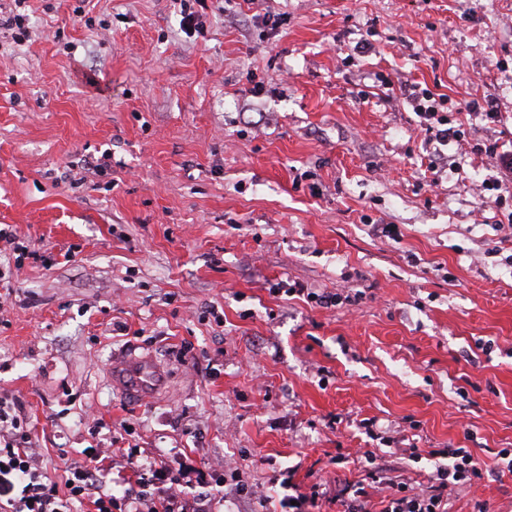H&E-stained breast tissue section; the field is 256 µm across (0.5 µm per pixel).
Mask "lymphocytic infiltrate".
I'll return each mask as SVG.
<instances>
[{
    "instance_id": "lymphocytic-infiltrate-1",
    "label": "lymphocytic infiltrate",
    "mask_w": 512,
    "mask_h": 512,
    "mask_svg": "<svg viewBox=\"0 0 512 512\" xmlns=\"http://www.w3.org/2000/svg\"><path fill=\"white\" fill-rule=\"evenodd\" d=\"M407 97L433 141H462L463 130L446 112L447 95L413 83ZM432 454L444 464L420 491L384 475L369 455L368 473L389 489L380 500H373L355 483L330 489L320 477L307 490L293 494L289 512H322L326 505L339 506L340 512H449L451 492L479 484L486 470L471 449L452 443L433 449ZM40 457L17 400L0 394V512H215L226 498L249 494L245 485L228 484L223 466L187 455L144 462L136 452L123 454L121 468L128 476L119 493L107 489L100 477L109 458L107 449H82L80 461L67 467L60 482L43 469ZM190 489L195 492L191 498L186 495Z\"/></svg>"
}]
</instances>
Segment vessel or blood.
I'll return each mask as SVG.
<instances>
[{
	"label": "vessel or blood",
	"instance_id": "vessel-or-blood-1",
	"mask_svg": "<svg viewBox=\"0 0 512 512\" xmlns=\"http://www.w3.org/2000/svg\"><path fill=\"white\" fill-rule=\"evenodd\" d=\"M106 377L111 389L131 401H144L158 395L165 385L163 371L149 355L112 357Z\"/></svg>",
	"mask_w": 512,
	"mask_h": 512
}]
</instances>
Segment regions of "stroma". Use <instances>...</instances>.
<instances>
[{"instance_id": "obj_1", "label": "stroma", "mask_w": 512, "mask_h": 512, "mask_svg": "<svg viewBox=\"0 0 512 512\" xmlns=\"http://www.w3.org/2000/svg\"><path fill=\"white\" fill-rule=\"evenodd\" d=\"M24 9L26 37L0 30V225L40 258L0 254V393L51 475L90 446L233 458L252 494L227 508L259 512L286 473L381 496L366 450L419 487L429 449L512 448V230L482 150L512 151V0H206L194 34L170 0ZM382 75L501 121L467 118L430 171ZM129 346L163 397L111 392ZM477 497L512 512V473L450 512ZM271 289H273L274 292L283 291V294L286 296L296 295L298 298L302 296L307 304H313L327 309L331 307H341L342 305H344V307L351 306L355 301H353L348 294L343 295L341 293H317L309 291L308 288H304L302 284L297 282L290 284L289 282L281 281V283H276Z\"/></svg>"}]
</instances>
